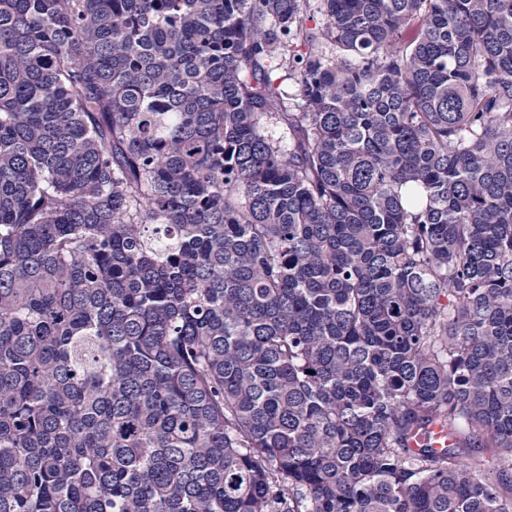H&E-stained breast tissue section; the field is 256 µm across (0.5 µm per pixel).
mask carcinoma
Masks as SVG:
<instances>
[{"label": "carcinoma", "instance_id": "cac0c4a2", "mask_svg": "<svg viewBox=\"0 0 512 512\" xmlns=\"http://www.w3.org/2000/svg\"><path fill=\"white\" fill-rule=\"evenodd\" d=\"M0 512H512V0H0Z\"/></svg>", "mask_w": 512, "mask_h": 512}]
</instances>
